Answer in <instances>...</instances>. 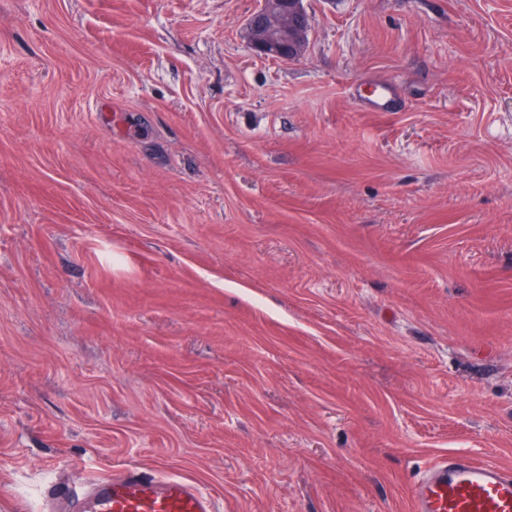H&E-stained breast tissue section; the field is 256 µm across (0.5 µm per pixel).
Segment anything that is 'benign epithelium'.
<instances>
[{"label": "benign epithelium", "instance_id": "7a95c632", "mask_svg": "<svg viewBox=\"0 0 512 512\" xmlns=\"http://www.w3.org/2000/svg\"><path fill=\"white\" fill-rule=\"evenodd\" d=\"M277 13L276 28L269 29L266 19ZM308 18L292 0H262L261 8L249 22L251 49L258 56L288 61L300 51V37L308 27Z\"/></svg>", "mask_w": 512, "mask_h": 512}]
</instances>
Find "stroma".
<instances>
[{
  "label": "stroma",
  "instance_id": "1",
  "mask_svg": "<svg viewBox=\"0 0 512 512\" xmlns=\"http://www.w3.org/2000/svg\"><path fill=\"white\" fill-rule=\"evenodd\" d=\"M0 0V512L148 466L409 512L512 464V0ZM397 88L393 111L355 96ZM276 12L279 18L276 28L268 29L266 19ZM308 18L291 0H263L261 8L249 22L251 49L258 56L288 61L300 51V37L308 27ZM411 512H512V467L453 452L413 482Z\"/></svg>",
  "mask_w": 512,
  "mask_h": 512
}]
</instances>
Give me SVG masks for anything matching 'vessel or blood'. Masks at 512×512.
<instances>
[{
    "mask_svg": "<svg viewBox=\"0 0 512 512\" xmlns=\"http://www.w3.org/2000/svg\"><path fill=\"white\" fill-rule=\"evenodd\" d=\"M396 97L384 82L358 105L387 112ZM52 494L62 512H219L200 484L145 467L102 475L82 484L58 481ZM410 512H512V467L453 452L431 463L409 491Z\"/></svg>",
    "mask_w": 512,
    "mask_h": 512,
    "instance_id": "b4317fda",
    "label": "vessel or blood"
}]
</instances>
